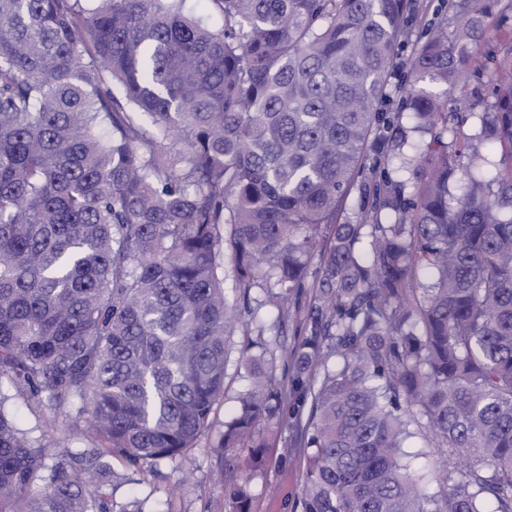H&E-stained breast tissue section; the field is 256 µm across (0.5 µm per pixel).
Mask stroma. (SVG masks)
I'll return each mask as SVG.
<instances>
[{"instance_id": "obj_1", "label": "stroma", "mask_w": 512, "mask_h": 512, "mask_svg": "<svg viewBox=\"0 0 512 512\" xmlns=\"http://www.w3.org/2000/svg\"><path fill=\"white\" fill-rule=\"evenodd\" d=\"M226 393L215 406L211 426L188 449L182 465L161 463L141 482H119L112 492L114 508L141 505L144 512H154L157 502L170 500L173 512H224V458L215 444L224 423L237 409L239 394L250 386L243 368L231 363L226 379ZM272 446L266 451L261 471H253L248 450L234 454L236 472L252 479L255 497L252 512H301L300 500L305 481L304 450L293 415H285L280 424L268 427ZM189 468L193 476L179 483V467Z\"/></svg>"}]
</instances>
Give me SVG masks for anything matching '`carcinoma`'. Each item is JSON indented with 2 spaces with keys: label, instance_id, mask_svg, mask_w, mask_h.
<instances>
[{
  "label": "carcinoma",
  "instance_id": "carcinoma-1",
  "mask_svg": "<svg viewBox=\"0 0 512 512\" xmlns=\"http://www.w3.org/2000/svg\"><path fill=\"white\" fill-rule=\"evenodd\" d=\"M187 2L0 0V384L89 438L47 463L0 392V512H91L113 459L180 458L238 331L217 447L262 468L288 393L254 288L314 367L302 512H512V40L481 52L485 0L406 60L418 0H203L217 27ZM488 80L486 77H477L471 75L464 86L465 92L470 96L475 104L474 112H482L488 98ZM251 297L254 298L251 303L252 309H254V312H257L258 320L263 323L267 329L262 337L268 340H272L277 337L281 341L287 343L288 346H292L302 339L303 336H301L299 332H296L295 325H292L291 323L289 325L288 323L286 324V328H284V336H273V333L268 330V328L271 323L275 321L277 313L267 307L260 308V302L264 299V293L259 288H255L252 291Z\"/></svg>",
  "mask_w": 512,
  "mask_h": 512
}]
</instances>
